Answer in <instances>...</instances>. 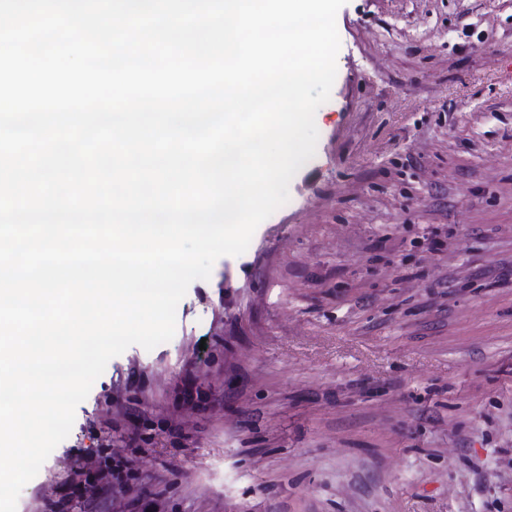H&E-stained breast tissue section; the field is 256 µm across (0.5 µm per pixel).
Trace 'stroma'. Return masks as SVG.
<instances>
[{
  "label": "stroma",
  "instance_id": "1",
  "mask_svg": "<svg viewBox=\"0 0 512 512\" xmlns=\"http://www.w3.org/2000/svg\"><path fill=\"white\" fill-rule=\"evenodd\" d=\"M314 156L112 358L17 512H512V0H347ZM441 249H433V242ZM108 458L107 455L104 458L95 454L81 458L82 462L75 470V474L79 477L76 483L81 492V497L84 499L87 497L95 498L106 487L110 475H112V480H117L118 484H129L124 481L123 471L125 468H130L131 463L124 461L117 452L112 450L111 468Z\"/></svg>",
  "mask_w": 512,
  "mask_h": 512
}]
</instances>
